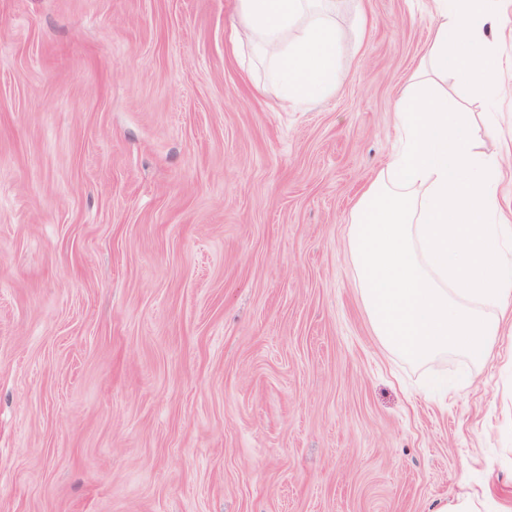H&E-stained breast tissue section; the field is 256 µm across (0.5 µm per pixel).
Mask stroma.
<instances>
[{
  "label": "stroma",
  "mask_w": 512,
  "mask_h": 512,
  "mask_svg": "<svg viewBox=\"0 0 512 512\" xmlns=\"http://www.w3.org/2000/svg\"><path fill=\"white\" fill-rule=\"evenodd\" d=\"M235 9L0 0V512L512 504V334L408 362L348 253L432 0H326L336 91L290 112ZM494 41L506 93L448 96L512 210V20ZM483 509L487 508L486 501L478 500ZM472 496H457L456 498L439 501L430 512H482Z\"/></svg>",
  "instance_id": "stroma-1"
}]
</instances>
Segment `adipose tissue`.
<instances>
[{"mask_svg":"<svg viewBox=\"0 0 512 512\" xmlns=\"http://www.w3.org/2000/svg\"><path fill=\"white\" fill-rule=\"evenodd\" d=\"M317 0H236V34L267 62V81L284 109H302L336 88L339 34Z\"/></svg>","mask_w":512,"mask_h":512,"instance_id":"obj_1","label":"adipose tissue"}]
</instances>
